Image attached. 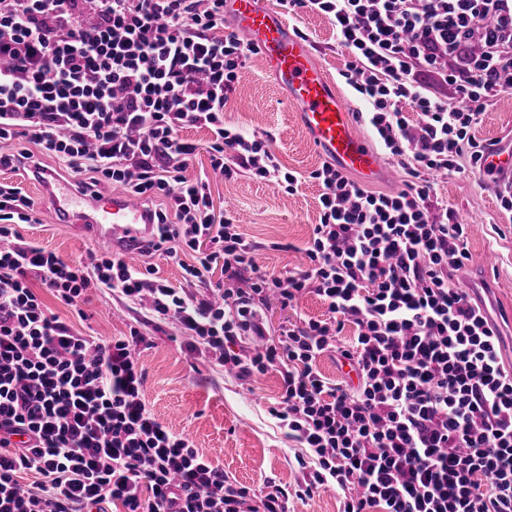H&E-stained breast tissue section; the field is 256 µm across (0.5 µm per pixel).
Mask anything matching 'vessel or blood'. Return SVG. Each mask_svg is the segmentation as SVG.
<instances>
[{
	"label": "vessel or blood",
	"instance_id": "1",
	"mask_svg": "<svg viewBox=\"0 0 512 512\" xmlns=\"http://www.w3.org/2000/svg\"><path fill=\"white\" fill-rule=\"evenodd\" d=\"M224 13L260 53L320 153L347 171L378 175L379 158L356 135L354 116L317 61L312 43L292 31L279 10L260 0H226ZM41 188L52 218H66L81 233L110 241L128 261H136L140 248L152 239L149 209L143 201L121 195L96 199L75 182L52 174L42 180Z\"/></svg>",
	"mask_w": 512,
	"mask_h": 512
}]
</instances>
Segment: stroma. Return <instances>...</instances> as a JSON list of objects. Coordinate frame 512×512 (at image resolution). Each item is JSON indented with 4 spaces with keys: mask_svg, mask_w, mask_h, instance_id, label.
Masks as SVG:
<instances>
[{
    "mask_svg": "<svg viewBox=\"0 0 512 512\" xmlns=\"http://www.w3.org/2000/svg\"><path fill=\"white\" fill-rule=\"evenodd\" d=\"M287 19L312 41L337 92L353 111H361V104L338 77L347 52L338 44L328 18L299 9ZM295 113L260 55H249L224 109V121L247 136L268 134L277 161L297 173V191L286 193L247 173L224 178L212 171L204 151L186 172L192 179L207 177L216 214L231 213L254 246L258 265L275 274L305 266V249L320 218L322 189L309 174L324 158L298 125ZM475 135L484 144L512 152V91L502 93L485 109ZM497 186L490 176L465 167L438 177L434 195L469 226L470 258L461 285L487 306L501 331L503 361L512 366V211L501 208ZM16 230L24 240L68 262H91L108 248L72 225L46 217L36 224L17 225ZM39 294L54 314L85 336L117 339L130 328H142L149 339L139 348L149 406L173 432L188 436L200 454L223 468L231 481L261 496L287 491L288 512H343L344 500L336 491L296 493L308 474L302 462L309 453L289 439L269 413L281 392L279 371L240 380L212 358L188 351L174 324L158 328L145 324L143 309L113 291L91 293L77 311L47 289Z\"/></svg>",
    "mask_w": 512,
    "mask_h": 512,
    "instance_id": "1",
    "label": "stroma"
}]
</instances>
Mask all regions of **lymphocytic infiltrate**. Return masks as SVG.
Masks as SVG:
<instances>
[{
  "label": "lymphocytic infiltrate",
  "mask_w": 512,
  "mask_h": 512,
  "mask_svg": "<svg viewBox=\"0 0 512 512\" xmlns=\"http://www.w3.org/2000/svg\"><path fill=\"white\" fill-rule=\"evenodd\" d=\"M280 4L329 18L348 51L339 75L408 180L385 193L333 163L311 171L322 193L308 265L276 275L232 218L215 217L208 183L186 175L204 150L225 178L244 170L298 187L267 139L224 121L252 51L226 31L224 0H0V169L40 177L51 159L89 187L151 203L147 249L178 262L184 280L155 278L118 251L68 263L15 241L16 225L37 220L34 202L0 183V512H288L287 492L255 497L156 417L132 354L139 329L79 334L35 279L74 309L90 291H119L238 378L277 369L270 413L310 450L305 494L338 489L344 512H512V368L486 312L454 283L468 227L435 207L431 181L464 164L493 173L475 128L512 90V0ZM190 126L209 130L206 148L181 136ZM22 136L32 149L11 151ZM216 264L227 288L188 293ZM310 292L328 318L271 337L269 301L291 309ZM329 351L355 380L318 370ZM24 473L34 482L21 484Z\"/></svg>",
  "instance_id": "1"
}]
</instances>
